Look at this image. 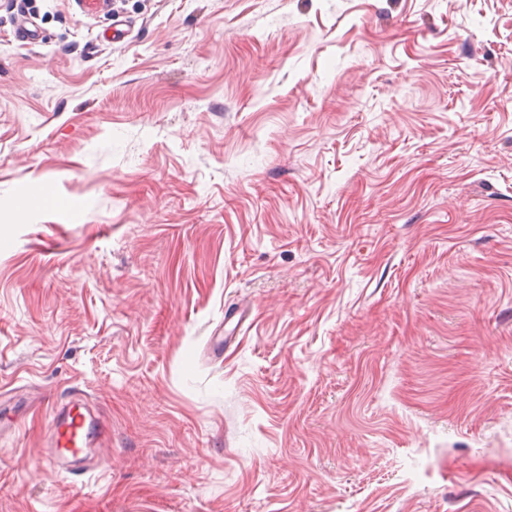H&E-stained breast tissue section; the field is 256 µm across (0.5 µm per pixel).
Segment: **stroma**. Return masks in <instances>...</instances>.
<instances>
[{
    "label": "stroma",
    "instance_id": "35a3bbf8",
    "mask_svg": "<svg viewBox=\"0 0 512 512\" xmlns=\"http://www.w3.org/2000/svg\"><path fill=\"white\" fill-rule=\"evenodd\" d=\"M28 2L0 512H512V0ZM77 407V411L73 410ZM81 409L85 411L82 412ZM97 431L92 425V417L88 404L76 399L67 411L59 410L54 416L51 429V442L48 462L61 471L70 473L63 468L68 454L74 456V448H82L79 452L88 453L94 447Z\"/></svg>",
    "mask_w": 512,
    "mask_h": 512
}]
</instances>
